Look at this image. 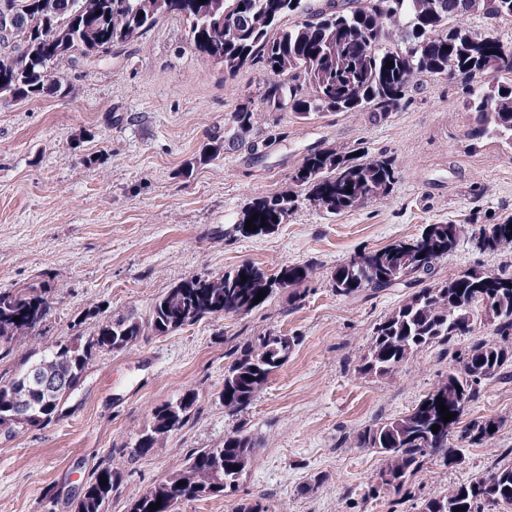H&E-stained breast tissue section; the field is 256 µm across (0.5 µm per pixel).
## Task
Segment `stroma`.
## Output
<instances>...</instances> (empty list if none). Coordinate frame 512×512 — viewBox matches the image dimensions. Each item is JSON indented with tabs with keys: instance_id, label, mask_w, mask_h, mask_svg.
I'll use <instances>...</instances> for the list:
<instances>
[{
	"instance_id": "1",
	"label": "stroma",
	"mask_w": 512,
	"mask_h": 512,
	"mask_svg": "<svg viewBox=\"0 0 512 512\" xmlns=\"http://www.w3.org/2000/svg\"><path fill=\"white\" fill-rule=\"evenodd\" d=\"M60 75L68 96L0 100V290L40 284L50 301L32 336L0 348V377L72 329L87 337L106 320L147 314L191 275L218 277L244 263L270 274L286 263L319 268L300 298L279 289L248 314L147 334L97 355L59 417L0 434V512H73L77 490L108 464L123 472L108 512H128L190 450L220 446L241 427L258 449L235 490L182 501L176 512H237L258 502L271 512H417L393 509V494L374 492L381 457L357 437L411 411L447 374L446 348L423 347L387 378L359 372L375 323L410 290L345 297L331 273L353 254L418 237L429 224L512 217V149L469 138L474 116L460 82L424 79L386 118L330 112L303 121L269 112L260 131L271 145L262 156L228 148L199 165L202 145L223 135L238 104L260 101L258 68L225 79L192 51L185 21L165 16L108 61L65 65ZM358 144L391 160L388 196L338 215L304 203L272 234L237 232L250 203L292 189L290 176L311 150ZM510 260L512 247L481 252L464 236L438 276L494 271ZM270 331L298 342L252 403L227 413L225 369L247 340ZM507 372L484 383L467 413L502 426L488 442L464 445L459 464L427 460L411 480L417 498L485 473L512 449V365ZM188 391L196 395L188 423L135 453L155 408Z\"/></svg>"
}]
</instances>
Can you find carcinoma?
Segmentation results:
<instances>
[{
	"mask_svg": "<svg viewBox=\"0 0 512 512\" xmlns=\"http://www.w3.org/2000/svg\"><path fill=\"white\" fill-rule=\"evenodd\" d=\"M36 20L20 27L0 45V99L22 102L44 94H64L59 76L63 63L75 67L99 61L151 30L165 15L187 23V41L198 56L221 59L224 75L260 65L267 75L263 110L292 112L309 120L324 112H375L386 118L403 105L409 88L423 78L453 71L469 83L466 108L475 114L468 133L474 139H496L512 148V48L490 33L463 25L464 16L481 12L492 20L512 19V0H328L316 9L306 0H0ZM298 17L292 25L283 18ZM394 62L386 68L388 62ZM261 110V111H263ZM261 111L243 103L232 112L229 141L255 155L269 147L258 133ZM291 180L298 191L252 202L237 224L244 236L274 231L302 202L329 214L350 211L387 196L394 184L392 163L369 155L363 147L322 149L305 156ZM252 220L257 230L245 229ZM470 233L475 247L494 253L512 244V220L502 224H429L420 236L364 253L371 271L364 275L347 262L331 274L336 293L359 296L395 285L414 291L375 325L371 346L358 370L386 378L429 344L448 347L453 367L409 413L362 431L358 447L382 457L381 487L406 494L411 477L429 458L449 465L461 461V448L448 447V424L439 405L456 411L458 396L469 404L481 396L484 378L512 364V266L496 273L479 268L436 279L438 264ZM425 256H420V253ZM313 262L284 264L267 275L245 263L213 277L192 275L157 297L145 316L127 314L101 323L98 331L74 345L57 341L25 362L29 367L49 358L80 374L102 352L126 348L145 334L164 335L203 319L245 315L260 307L275 288L298 287L313 274ZM247 281H242V278ZM265 292L254 303L258 292ZM488 300L495 338L478 339L455 349L457 338L475 330L474 309ZM50 310L47 290L28 285L0 292V346L33 332ZM297 338L268 333L244 344L243 352L224 372L221 392L231 414L246 408L269 376L282 367ZM25 372L0 381V416L10 414L13 394L25 388ZM195 394L179 399L177 412L165 403L153 412L151 425L136 444L147 453L189 421ZM439 425L432 432L433 425ZM500 421H472L462 433L470 444L493 437ZM257 451L244 428L216 448H196L183 465L141 494L129 512H170L172 502L234 491ZM224 469V484L211 483L214 465ZM107 483L100 484L101 479ZM123 480L112 465L97 470L73 500L74 512H107ZM184 485H179V482ZM161 502L155 511L149 505ZM499 507L512 512V459L498 461L479 477L454 485L421 502L419 512H485Z\"/></svg>",
	"mask_w": 512,
	"mask_h": 512,
	"instance_id": "obj_1",
	"label": "carcinoma"
}]
</instances>
